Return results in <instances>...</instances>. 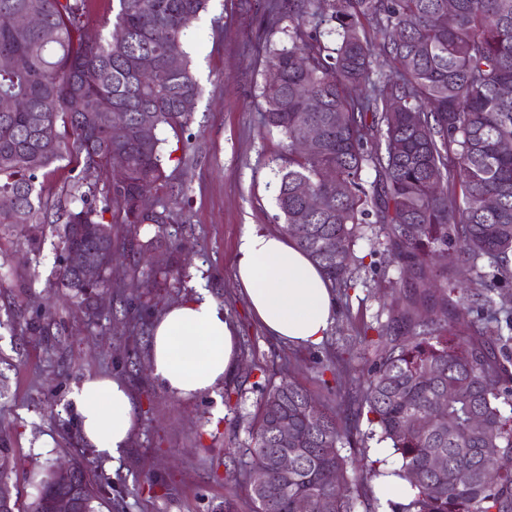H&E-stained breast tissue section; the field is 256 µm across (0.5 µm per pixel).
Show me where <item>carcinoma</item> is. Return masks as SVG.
Returning a JSON list of instances; mask_svg holds the SVG:
<instances>
[{
    "instance_id": "cac0c4a2",
    "label": "carcinoma",
    "mask_w": 512,
    "mask_h": 512,
    "mask_svg": "<svg viewBox=\"0 0 512 512\" xmlns=\"http://www.w3.org/2000/svg\"><path fill=\"white\" fill-rule=\"evenodd\" d=\"M208 0H118L115 36L90 39L91 0H0V14L37 15L42 26L0 27V226L61 224L63 250H82L95 280L62 265L61 284L81 302L112 287V238L98 228L117 205L132 239L169 223L172 197L139 210L144 193L168 185L162 130H185L202 86L192 70L185 30ZM288 21V45L270 48L265 123L287 142L277 205L283 232L322 269L331 288L348 291L365 267L355 253L370 224L381 225L387 251L403 267L398 322L407 336L367 326L341 337L325 369L336 383L356 371V345L376 351L353 391L336 389L321 400L286 379L268 382L250 427L245 474L264 473L265 496L251 494L254 512H294L296 499L335 501L333 512H512V309L496 296L512 280V0H290L272 25ZM336 35L333 44L325 37ZM179 67H168V58ZM307 59V68L296 58ZM155 62L152 78L139 73ZM321 109L310 112V98ZM127 129L112 139V123ZM149 123L152 132L141 136ZM322 137L308 152L295 149L303 128ZM124 170L112 174V158ZM66 160L97 173L100 193L75 191L50 220L39 174ZM377 179L365 187L361 172ZM332 174L346 192L336 196ZM313 196L319 205L306 206ZM494 197V210L485 200ZM458 263L448 266V252ZM487 261L485 270L481 261ZM448 399V406L438 400ZM366 418L370 429L360 431ZM294 429L280 444L281 420ZM385 442L400 459L392 471L406 482L403 501L367 494V482L385 475L376 462L353 466L345 446ZM334 448L326 457L321 449ZM447 466L434 470L431 451ZM295 466L284 474L277 457ZM468 474L467 479L458 473ZM81 512H99L101 496L74 464ZM51 474L24 511L42 512Z\"/></svg>"
}]
</instances>
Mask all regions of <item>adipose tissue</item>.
<instances>
[{"instance_id":"ef3b65f1","label":"adipose tissue","mask_w":512,"mask_h":512,"mask_svg":"<svg viewBox=\"0 0 512 512\" xmlns=\"http://www.w3.org/2000/svg\"><path fill=\"white\" fill-rule=\"evenodd\" d=\"M235 276L268 336L304 346L324 340L336 314L335 296L319 267L294 243L246 225ZM237 358V330L206 291L169 307L153 325L151 373L175 397L214 393ZM70 400L84 441L101 459L116 461L135 425L127 386L93 377L75 387Z\"/></svg>"}]
</instances>
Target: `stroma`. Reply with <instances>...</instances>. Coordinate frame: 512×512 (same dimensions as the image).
I'll use <instances>...</instances> for the list:
<instances>
[{
  "label": "stroma",
  "mask_w": 512,
  "mask_h": 512,
  "mask_svg": "<svg viewBox=\"0 0 512 512\" xmlns=\"http://www.w3.org/2000/svg\"><path fill=\"white\" fill-rule=\"evenodd\" d=\"M276 0H209L187 29L191 65L203 88L196 119L183 133L164 129L165 171L179 188L170 222L153 246L138 249L118 209L112 227L115 284L91 313L58 287L64 255L53 225L0 229V436L13 461L8 482L30 501L47 461H80L103 497L102 512H252L242 473L234 469L250 440L260 375L287 378L325 393L316 369L325 345L292 346L267 336L237 283L234 258L245 225L277 234L278 175L288 156L282 135L263 123L264 56L288 34L272 26ZM187 248L176 252L174 241ZM382 231L358 241L376 270H361L353 288L337 295L329 328L353 336L363 324L386 323L398 263L384 255ZM183 270L167 279L169 265ZM223 306L240 342L238 365L214 393L174 397L152 378L153 322L196 288ZM131 311L116 321L118 307ZM94 376L120 379L135 406V429L117 465L83 440L68 395Z\"/></svg>",
  "instance_id": "stroma-1"
}]
</instances>
